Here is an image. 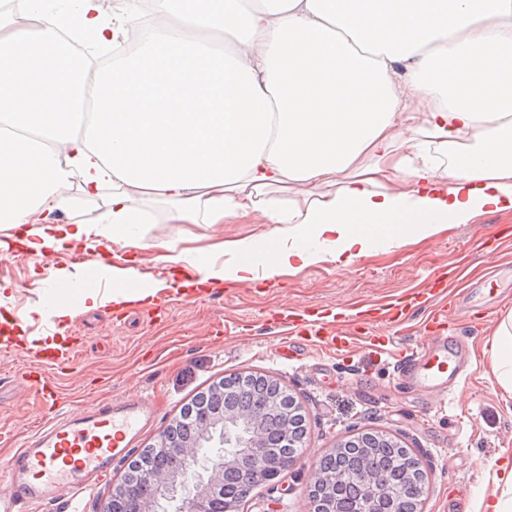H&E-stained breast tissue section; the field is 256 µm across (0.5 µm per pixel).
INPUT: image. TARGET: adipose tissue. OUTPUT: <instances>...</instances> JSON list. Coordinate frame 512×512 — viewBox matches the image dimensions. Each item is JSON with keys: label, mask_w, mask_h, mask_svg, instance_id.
<instances>
[{"label": "adipose tissue", "mask_w": 512, "mask_h": 512, "mask_svg": "<svg viewBox=\"0 0 512 512\" xmlns=\"http://www.w3.org/2000/svg\"><path fill=\"white\" fill-rule=\"evenodd\" d=\"M165 28L108 66L65 75L63 24L87 46L126 38L131 0H24L0 13V231L29 254L89 242L64 191L104 196L113 243L157 223L275 227L220 254L156 242L152 271L41 268L31 311L155 302L308 266L350 267L392 246L512 210V0H153ZM65 211L48 224L44 212ZM492 373L512 396V311Z\"/></svg>", "instance_id": "1"}]
</instances>
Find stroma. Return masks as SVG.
I'll return each mask as SVG.
<instances>
[{
    "mask_svg": "<svg viewBox=\"0 0 512 512\" xmlns=\"http://www.w3.org/2000/svg\"><path fill=\"white\" fill-rule=\"evenodd\" d=\"M272 225L146 224L145 241L183 238L201 247L268 234ZM495 264H487L488 254ZM39 265L9 248L0 258V282L14 288L10 306L25 315L42 285ZM444 276L449 294L447 335L468 347L465 372L451 384L447 399L405 387L393 367L397 356L426 348L419 333L427 314L389 325L396 299L423 294L431 278ZM336 311L338 330H353L359 311H369L370 335L384 350L362 343L334 350L283 335L274 312ZM512 310V211L484 214L415 243L382 249L349 268L310 266L282 279H256L179 301L161 321L146 322L144 307L122 313L111 307L78 312L69 334L78 349L61 387L72 411L108 399L148 398L154 420L134 441V451L152 445L196 395L228 376L255 374L285 383L302 406L307 434L297 466L254 489L247 512H309L308 486L321 457L356 432L398 438L414 450L427 477L424 512H476L488 475L502 449H512V408L495 382L489 352L500 320ZM227 331L218 335L216 323ZM28 348H0V461L13 453L46 417L30 387Z\"/></svg>",
    "mask_w": 512,
    "mask_h": 512,
    "instance_id": "35a3bbf8",
    "label": "stroma"
}]
</instances>
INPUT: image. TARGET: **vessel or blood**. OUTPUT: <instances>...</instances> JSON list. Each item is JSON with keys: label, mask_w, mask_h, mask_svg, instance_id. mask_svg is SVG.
Masks as SVG:
<instances>
[{"label": "vessel or blood", "mask_w": 512, "mask_h": 512, "mask_svg": "<svg viewBox=\"0 0 512 512\" xmlns=\"http://www.w3.org/2000/svg\"><path fill=\"white\" fill-rule=\"evenodd\" d=\"M277 324L289 334L309 336L316 345L332 348L351 346L353 339L321 319L297 322L281 314ZM460 353L422 351L397 358L395 367L405 379L437 395H447L448 381L456 377ZM39 366L32 384L43 403L62 398L56 380L60 364L73 363V347H48L37 356ZM153 419L148 401L109 402L72 416L63 412L42 424L0 468L10 477L7 491L0 492V512H23L50 494L74 502L88 484L99 480L113 462L132 447L139 432Z\"/></svg>", "instance_id": "obj_1"}]
</instances>
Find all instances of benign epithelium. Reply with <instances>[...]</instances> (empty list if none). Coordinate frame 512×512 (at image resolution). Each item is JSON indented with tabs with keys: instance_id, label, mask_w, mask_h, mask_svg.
<instances>
[{
	"instance_id": "obj_1",
	"label": "benign epithelium",
	"mask_w": 512,
	"mask_h": 512,
	"mask_svg": "<svg viewBox=\"0 0 512 512\" xmlns=\"http://www.w3.org/2000/svg\"><path fill=\"white\" fill-rule=\"evenodd\" d=\"M258 427V420L250 414L224 417L198 411L197 436L175 449L173 463L160 472L140 471L134 486L125 482L114 486L102 512H113L112 503L119 498L135 502V512H166L161 503L175 500L179 504L172 512H234L233 506L217 503V496L224 494V472L240 470L266 483L298 462L292 456L275 466L266 465L268 449L260 447ZM216 434L225 450L215 456L201 454ZM361 482L366 501L363 512H375L376 499L383 493L380 480L365 473Z\"/></svg>"
}]
</instances>
